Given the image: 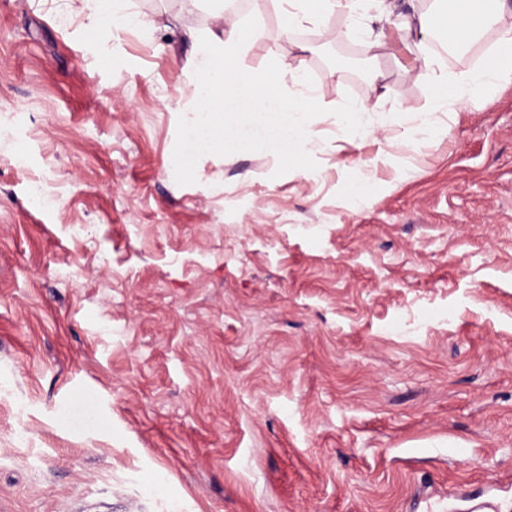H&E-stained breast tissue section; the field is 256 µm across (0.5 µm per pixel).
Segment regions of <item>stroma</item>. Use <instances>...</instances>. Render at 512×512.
<instances>
[{"label": "stroma", "instance_id": "stroma-1", "mask_svg": "<svg viewBox=\"0 0 512 512\" xmlns=\"http://www.w3.org/2000/svg\"><path fill=\"white\" fill-rule=\"evenodd\" d=\"M132 2L94 33L0 0V512H512V82L434 113L432 29L243 0L239 73L314 91L305 167L259 138L187 173L215 23Z\"/></svg>", "mask_w": 512, "mask_h": 512}]
</instances>
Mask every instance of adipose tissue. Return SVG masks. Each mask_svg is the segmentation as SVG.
Returning <instances> with one entry per match:
<instances>
[{"label": "adipose tissue", "instance_id": "ef3b65f1", "mask_svg": "<svg viewBox=\"0 0 512 512\" xmlns=\"http://www.w3.org/2000/svg\"><path fill=\"white\" fill-rule=\"evenodd\" d=\"M504 0H458L455 8L439 13L434 24L449 48L464 51L474 44L481 30L498 28L496 58L512 56V26L500 28ZM87 28L104 24L138 22L130 10V0H82ZM195 63L196 105L183 125V149L176 158L181 169L191 168L198 156L224 149L233 142L247 151L255 135L264 134L270 149L298 161L307 143V115L313 110L311 91L287 95L281 90L283 76L240 78L224 68L226 58L239 53L243 40L238 25H231L225 36L208 32L197 38ZM418 76L436 85H452L456 102L512 80V72L492 62L453 75L436 71L433 59H424Z\"/></svg>", "mask_w": 512, "mask_h": 512}]
</instances>
